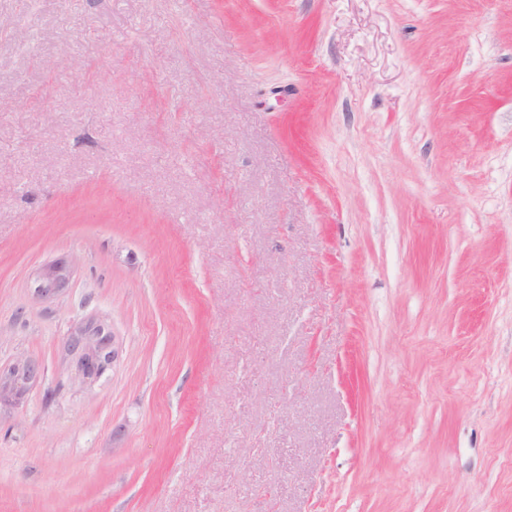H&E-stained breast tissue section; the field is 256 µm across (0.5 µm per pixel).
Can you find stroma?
I'll use <instances>...</instances> for the list:
<instances>
[{
  "label": "stroma",
  "instance_id": "obj_1",
  "mask_svg": "<svg viewBox=\"0 0 512 512\" xmlns=\"http://www.w3.org/2000/svg\"><path fill=\"white\" fill-rule=\"evenodd\" d=\"M26 357L0 512H512V0H0ZM66 272L63 268L58 267L38 280L36 288L37 294L43 299L53 298L65 285ZM100 333H92L88 327L75 328L72 331L68 341V350L71 354L83 356L89 363L101 364L102 358L105 360L107 354L103 355L106 349V339Z\"/></svg>",
  "mask_w": 512,
  "mask_h": 512
}]
</instances>
